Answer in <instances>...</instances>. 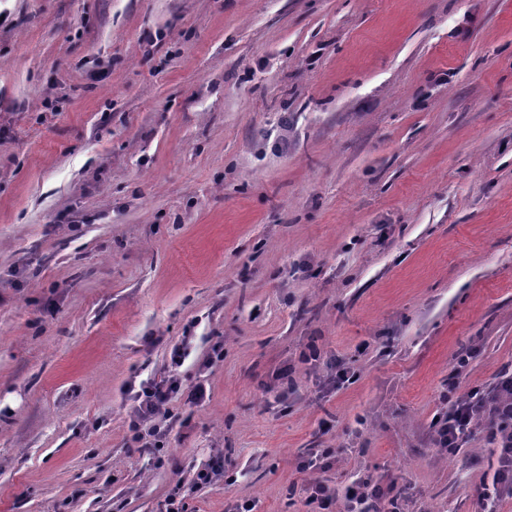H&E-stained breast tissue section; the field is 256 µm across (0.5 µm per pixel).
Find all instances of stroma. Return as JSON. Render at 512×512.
Listing matches in <instances>:
<instances>
[{
    "label": "stroma",
    "instance_id": "stroma-1",
    "mask_svg": "<svg viewBox=\"0 0 512 512\" xmlns=\"http://www.w3.org/2000/svg\"><path fill=\"white\" fill-rule=\"evenodd\" d=\"M510 367L512 0H0V512H478ZM188 345L176 347L171 353L170 375L160 381H147L141 385L135 395L138 406L130 417L129 430L133 439L144 442V447L156 448L160 451L163 440L171 431L170 423H166L168 412L166 405L181 390V384L174 373L189 356ZM488 412V440L500 448L501 465L492 476L482 480L483 491L479 496L481 512H495L492 507L502 490L512 484V373L505 371L503 379L488 393L472 392L458 397L448 411V416L438 421L435 438L437 448H457L459 442L472 433L475 420ZM331 454L332 450L329 448H318L315 451H311L299 458L297 469L301 473L314 474L315 471L325 468V460H327ZM388 492L372 475L356 476L344 490L341 498L343 512H382L381 503ZM306 491L308 493L307 505L317 503L318 507L322 510L329 509L334 500L336 502L339 500L330 487L318 477L310 479Z\"/></svg>",
    "mask_w": 512,
    "mask_h": 512
}]
</instances>
